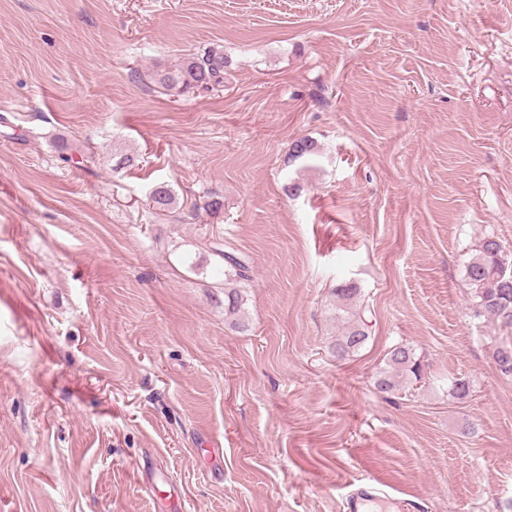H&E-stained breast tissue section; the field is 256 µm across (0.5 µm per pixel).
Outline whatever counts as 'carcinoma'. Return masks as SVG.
Returning a JSON list of instances; mask_svg holds the SVG:
<instances>
[{"instance_id": "obj_1", "label": "carcinoma", "mask_w": 512, "mask_h": 512, "mask_svg": "<svg viewBox=\"0 0 512 512\" xmlns=\"http://www.w3.org/2000/svg\"><path fill=\"white\" fill-rule=\"evenodd\" d=\"M230 62L224 49L209 47L191 54L177 65L156 74V81L163 88L180 93L189 89L210 91L224 86ZM154 208L164 211L175 203L171 187L165 183L156 185L150 192ZM228 265L226 280L247 278V266L238 258L214 249ZM466 277L472 288L474 316L490 317L512 327V263H508L499 239L494 235L484 237L465 266ZM338 309L350 314L351 324L336 338V356L345 357L357 352L366 342L368 333L359 312L353 310L360 289L351 282H343L335 288ZM241 297L235 288L224 289V313L232 316L240 310ZM495 364L499 371L512 376V345L496 348ZM424 365L408 345L393 347L387 358V369L379 372L375 388L382 394H393L403 384L421 379Z\"/></svg>"}]
</instances>
